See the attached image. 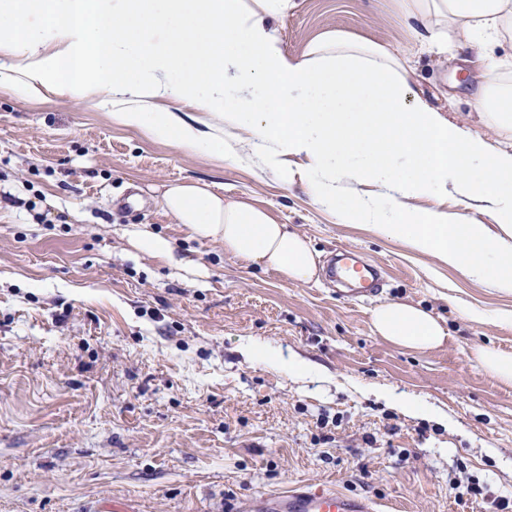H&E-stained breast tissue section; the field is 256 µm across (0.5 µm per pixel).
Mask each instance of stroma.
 Returning a JSON list of instances; mask_svg holds the SVG:
<instances>
[{"instance_id":"35a3bbf8","label":"stroma","mask_w":512,"mask_h":512,"mask_svg":"<svg viewBox=\"0 0 512 512\" xmlns=\"http://www.w3.org/2000/svg\"><path fill=\"white\" fill-rule=\"evenodd\" d=\"M273 26L303 57L339 29L405 52L432 103L471 113L480 61L406 37L394 0H296ZM187 178L266 209L307 237L319 279L283 280L193 238L159 202ZM312 176L254 156L218 160L108 119L95 102L34 104L0 93V512H236L303 486L363 496L379 512H499L512 502V386L472 358L512 352V324L464 309L512 311V292L478 281L319 206ZM170 239L175 261L133 233ZM355 252L380 290L344 297L330 268ZM411 301L448 332L417 353L376 336L370 313ZM315 370L295 381L250 359L246 339ZM423 400L403 414L377 393ZM454 481L479 495L460 500Z\"/></svg>"}]
</instances>
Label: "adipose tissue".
<instances>
[{
    "label": "adipose tissue",
    "instance_id": "adipose-tissue-1",
    "mask_svg": "<svg viewBox=\"0 0 512 512\" xmlns=\"http://www.w3.org/2000/svg\"><path fill=\"white\" fill-rule=\"evenodd\" d=\"M411 39L444 51L455 40L484 64L472 109L483 133L432 106L408 57L327 31L304 57L286 54L271 26L296 0H0L7 86L40 100H94L112 122L234 161L258 156L287 175L304 160L317 204L342 223L368 225L463 275L512 291V84L492 56L512 28V0H396ZM191 104L173 112L165 101ZM237 136L225 143V128ZM465 212L448 217L438 200ZM432 199L421 209L417 199ZM161 206L225 256L314 282L319 255L263 208L200 180L168 184ZM490 214L497 232L474 223ZM378 336L407 349L443 345L445 328L420 304L371 311Z\"/></svg>",
    "mask_w": 512,
    "mask_h": 512
}]
</instances>
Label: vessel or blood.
<instances>
[{
    "label": "vessel or blood",
    "instance_id": "1",
    "mask_svg": "<svg viewBox=\"0 0 512 512\" xmlns=\"http://www.w3.org/2000/svg\"><path fill=\"white\" fill-rule=\"evenodd\" d=\"M341 275L356 280L357 288L351 289L350 297L374 295L377 270L370 265L344 263ZM265 512H374L371 502L360 496H352L332 489H296L266 496Z\"/></svg>",
    "mask_w": 512,
    "mask_h": 512
}]
</instances>
